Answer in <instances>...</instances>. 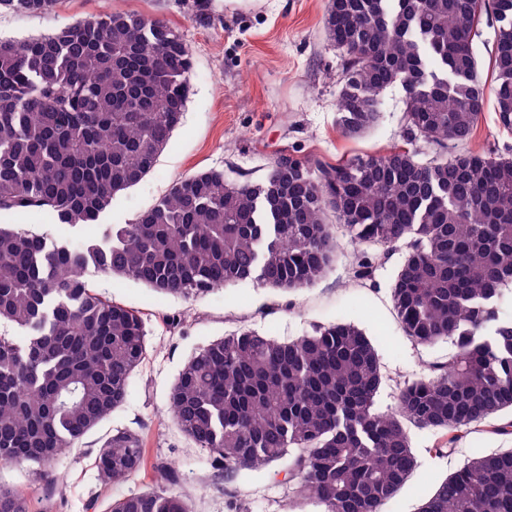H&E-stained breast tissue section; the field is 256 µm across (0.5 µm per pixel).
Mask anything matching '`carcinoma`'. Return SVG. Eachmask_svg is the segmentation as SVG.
<instances>
[{
  "mask_svg": "<svg viewBox=\"0 0 512 512\" xmlns=\"http://www.w3.org/2000/svg\"><path fill=\"white\" fill-rule=\"evenodd\" d=\"M57 0H0L49 13ZM493 47L498 122L512 129V0H328L327 38L345 53L338 124L358 137L385 92L405 93L410 133L442 149L468 141L485 102L472 34L482 13ZM192 53L161 20L111 12L27 40L0 38V214L46 211L96 223L113 197L155 167L181 124ZM359 245L404 247L392 301L415 343L449 340L448 361L376 407L377 350L351 323L281 341L243 328L192 355L167 409L227 474L278 464L322 512H381L417 466L407 424L459 433L512 411V159L462 150L425 162L395 147L313 165L281 154L265 180L229 182L211 169L176 181L155 205L101 237L73 244L0 223V463H53L126 401L147 355L140 315L100 297L94 267L157 292L190 297L247 280L285 291L322 279L336 248L326 212ZM379 255L363 252L355 277ZM24 333L18 340L9 335ZM145 463L143 436L118 430L98 450L106 484ZM166 485L112 501L109 512H193ZM0 512H32L0 483ZM419 512H512V449L474 457L441 480Z\"/></svg>",
  "mask_w": 512,
  "mask_h": 512,
  "instance_id": "1",
  "label": "carcinoma"
}]
</instances>
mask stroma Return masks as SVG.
I'll list each match as a JSON object with an SVG mask.
<instances>
[{"instance_id": "obj_1", "label": "stroma", "mask_w": 512, "mask_h": 512, "mask_svg": "<svg viewBox=\"0 0 512 512\" xmlns=\"http://www.w3.org/2000/svg\"><path fill=\"white\" fill-rule=\"evenodd\" d=\"M328 0H113V10L164 19L178 32L194 60L187 110L153 170L138 185L118 193L98 224L71 227L51 221L38 208L0 217L48 239L74 243L100 235L105 225L131 222L167 194L179 178L208 169L223 171L237 184L261 182L279 154L333 165L375 156L392 147H414L428 160L434 146L409 142L403 122L404 93L387 90L376 125L365 134L346 136L336 123L341 88V57L324 29ZM103 0H58L52 13L0 11V37L24 39L50 34L77 20L103 13ZM469 147L475 152L512 157V131L485 106ZM327 274L313 286L279 292L246 281L191 298L165 295L138 282L91 269L90 286L103 298L138 312L148 332V356L131 378L124 404L86 436L81 447L60 458L55 468L63 492L53 512H108L115 496L160 485L159 465L175 464L177 485L193 512H229V502L244 512H318L312 501L299 502L283 474L273 469L243 470L228 476L215 470L207 454L166 414L172 384L198 349L225 334L252 328L288 340L336 321L363 329L383 365L385 382L377 405L394 407L405 381L447 361L451 341L416 345L405 335L390 296L401 252L386 251L370 280L354 278L355 248L343 229ZM488 420L436 455L435 432L411 428L418 466L382 512H419L437 483L468 459L512 448V434ZM118 429L143 432L145 466L118 487L97 476L96 450Z\"/></svg>"}]
</instances>
